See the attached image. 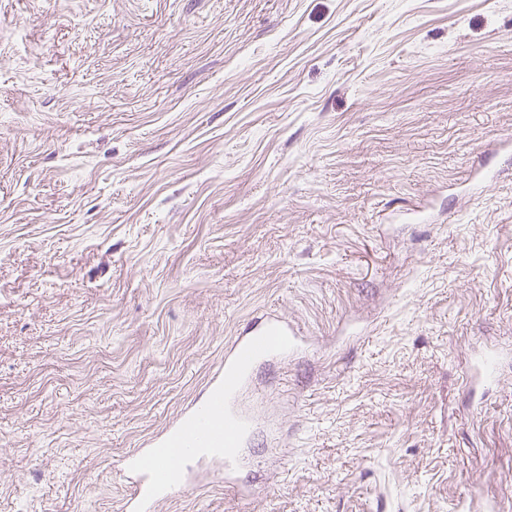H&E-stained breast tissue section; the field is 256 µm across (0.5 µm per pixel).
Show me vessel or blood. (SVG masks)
Wrapping results in <instances>:
<instances>
[{
    "mask_svg": "<svg viewBox=\"0 0 512 512\" xmlns=\"http://www.w3.org/2000/svg\"><path fill=\"white\" fill-rule=\"evenodd\" d=\"M301 345L294 328L269 314L257 335L234 341L224 353V372L215 377L206 403L192 410L154 448L124 461L132 488L123 512H154L158 501L189 489L190 475L203 464L231 478L246 463L254 419L239 406L253 367L285 359Z\"/></svg>",
    "mask_w": 512,
    "mask_h": 512,
    "instance_id": "b4317fda",
    "label": "vessel or blood"
}]
</instances>
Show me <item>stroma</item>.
Masks as SVG:
<instances>
[{"instance_id": "1", "label": "stroma", "mask_w": 512, "mask_h": 512, "mask_svg": "<svg viewBox=\"0 0 512 512\" xmlns=\"http://www.w3.org/2000/svg\"><path fill=\"white\" fill-rule=\"evenodd\" d=\"M269 309L157 512H512V0H0V512H121ZM301 341L282 317L267 314L257 335L235 340L224 353V375L214 378L206 403L192 410L154 448L143 454L150 467L140 464V451L129 455L124 470L132 488L124 512H153L158 501L191 487L190 475L202 464L229 482L246 463V446L254 419L239 407V397L253 367L271 359L283 360Z\"/></svg>"}]
</instances>
